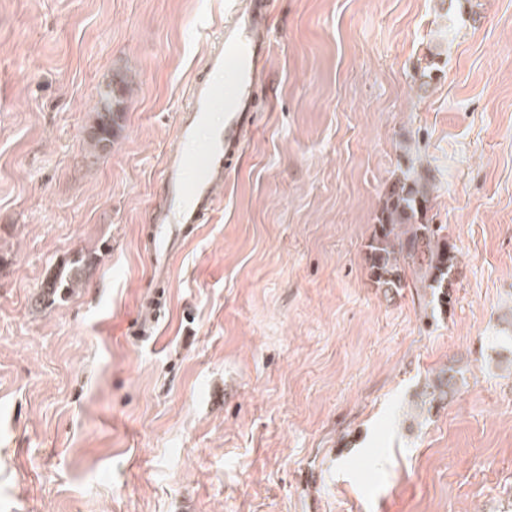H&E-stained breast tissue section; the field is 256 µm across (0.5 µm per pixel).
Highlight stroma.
Masks as SVG:
<instances>
[{
	"label": "stroma",
	"instance_id": "1",
	"mask_svg": "<svg viewBox=\"0 0 512 512\" xmlns=\"http://www.w3.org/2000/svg\"><path fill=\"white\" fill-rule=\"evenodd\" d=\"M229 3L0 0V512H512V0H271L259 122L137 334L164 157ZM411 166L457 247L445 313L370 277ZM444 372L453 396L417 409ZM124 80L112 79L104 89L99 90L97 102V126L93 136L94 147L106 146L112 140L122 120ZM84 259L85 257H81V259L75 260L67 273L59 277L56 276L48 282L47 288H49L53 295L63 289L69 290L70 288L78 287L85 269V264H82Z\"/></svg>",
	"mask_w": 512,
	"mask_h": 512
}]
</instances>
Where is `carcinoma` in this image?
<instances>
[{"label": "carcinoma", "mask_w": 512, "mask_h": 512, "mask_svg": "<svg viewBox=\"0 0 512 512\" xmlns=\"http://www.w3.org/2000/svg\"><path fill=\"white\" fill-rule=\"evenodd\" d=\"M124 81L112 80L99 90L94 146L112 140L122 120ZM431 176L411 166L392 184L377 216L369 248V268L377 287L387 295L407 286L406 270H411L422 288L431 290L439 307L452 304V270L456 246L443 234L444 227L428 223ZM85 265L78 259L68 272L48 282L55 294L78 287ZM454 376H438L421 393V403L433 405L448 399Z\"/></svg>", "instance_id": "cac0c4a2"}]
</instances>
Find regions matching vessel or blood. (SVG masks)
I'll return each instance as SVG.
<instances>
[{
  "label": "vessel or blood",
  "instance_id": "obj_1",
  "mask_svg": "<svg viewBox=\"0 0 512 512\" xmlns=\"http://www.w3.org/2000/svg\"><path fill=\"white\" fill-rule=\"evenodd\" d=\"M272 25L267 0H236L218 44L207 59V73L198 77L188 103L176 119L178 143L166 153L162 182L167 206L152 211L149 253L156 281H167L171 262L195 225L204 223L217 202L216 191L227 178L234 157L241 154L247 131L257 114L252 108L258 63L268 54ZM232 69L225 83L214 74ZM224 115L213 125L212 113Z\"/></svg>",
  "mask_w": 512,
  "mask_h": 512
}]
</instances>
